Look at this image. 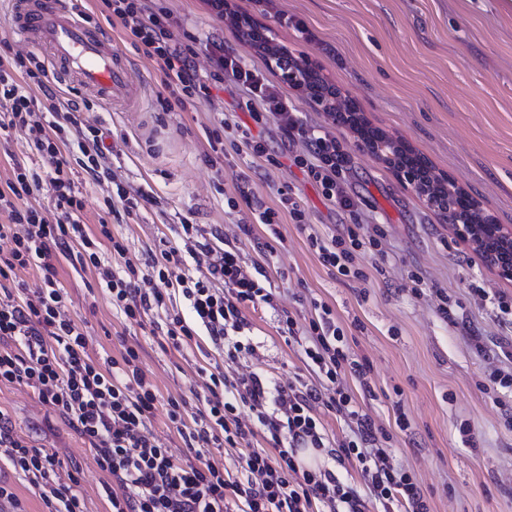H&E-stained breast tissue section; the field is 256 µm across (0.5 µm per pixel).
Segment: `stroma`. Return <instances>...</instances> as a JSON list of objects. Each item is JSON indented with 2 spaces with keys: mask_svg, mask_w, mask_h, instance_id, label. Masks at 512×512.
Returning a JSON list of instances; mask_svg holds the SVG:
<instances>
[{
  "mask_svg": "<svg viewBox=\"0 0 512 512\" xmlns=\"http://www.w3.org/2000/svg\"><path fill=\"white\" fill-rule=\"evenodd\" d=\"M167 7L182 27L223 42L224 49L265 77L288 97L309 122L322 125L343 145L345 189L354 206L334 205L294 159L306 153L297 134L284 133L275 120L253 126L267 147L263 157L225 148L214 157L208 133L219 119L249 123L241 109L243 94L232 79L213 90L210 101L162 111L156 104L163 74L131 43L102 0H81L91 26L111 39L130 64L129 76L142 87L137 106L106 108L95 95L79 91L81 117L104 125L115 154L112 176L95 182L77 174L85 197L84 220L97 233L106 217L113 236L123 239L126 257L102 245L101 259L112 268L125 259H144L162 242L178 244L181 219L221 231L246 263H259L276 306L307 324L315 303L328 304L346 331L347 344L372 364L371 393L351 376L342 382L359 408L385 427L383 447L393 464L410 473L424 491L430 512H512V428L506 408L481 384L496 365L497 346L512 341V328L499 325L491 304L473 297L471 285L512 297V283L498 280L480 256L459 241L441 213L387 164L357 144L356 135L289 83L267 55L239 35L207 0H154ZM229 11L257 18L277 44L307 60L340 91L342 106H354L374 128L406 142L424 155L436 172L475 197L498 223L512 225V11L501 0H228ZM154 198L136 214L108 213L106 199L118 186ZM285 189L304 209L309 224L324 235L342 234L351 224H377L384 231V273L371 256L360 259L366 280L336 277L311 250L291 221L279 229L282 245L260 255L269 236L255 224L252 205L279 207ZM247 193L250 205L230 208L229 199ZM254 224L253 236L240 234ZM59 278L71 298L68 313L81 321L88 351L98 359L116 358L125 347L139 348L143 368L157 387L158 401L150 431L175 455L185 445L167 420L169 398L194 401L201 372L254 371L272 382L309 380L300 343L280 335L273 309L248 312L247 333L254 354L227 361L206 333L183 348H160L152 333L159 313L142 321L126 320L113 310L109 293L93 271L58 257ZM424 278L413 294L409 270ZM451 298L457 320L443 322L435 313V289ZM481 337L477 352L472 337ZM410 426L399 430L396 409ZM0 410L15 430L63 462L60 478L74 477L87 512H107L104 474L88 443L33 391L0 386Z\"/></svg>",
  "mask_w": 512,
  "mask_h": 512,
  "instance_id": "obj_1",
  "label": "stroma"
}]
</instances>
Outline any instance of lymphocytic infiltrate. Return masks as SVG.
I'll return each instance as SVG.
<instances>
[{"instance_id":"lymphocytic-infiltrate-1","label":"lymphocytic infiltrate","mask_w":512,"mask_h":512,"mask_svg":"<svg viewBox=\"0 0 512 512\" xmlns=\"http://www.w3.org/2000/svg\"><path fill=\"white\" fill-rule=\"evenodd\" d=\"M103 2L163 72L164 90L157 95L163 110L200 103L209 96L211 83L232 77L253 122L260 125L272 117L283 131L297 132L307 145L298 165L327 200L352 207L342 181L345 152L339 141L322 126L308 123L261 71L225 53L223 43L190 32L183 40L173 39L174 18L166 7L149 6L147 0ZM202 52L212 67L205 78L194 65ZM41 95L50 102L48 111L37 108ZM17 128L24 130L39 163L14 164L12 178L0 188V213L7 216L0 224V385L31 388L88 442L106 476L102 489L110 512H370L373 504L391 512L396 502L404 512H429L419 485L382 448L387 430L357 410L344 390L342 373L365 386L371 365L349 351L343 329L324 303L318 304L304 333L305 363L314 382L278 385L255 372L232 377L220 372L210 374L197 415L187 416L185 399H169L168 420L192 456L177 462L148 430L157 389L147 380L137 350L126 348L120 359L104 365L90 356L82 326L65 314L67 294L55 258L73 253L81 265L94 268L113 308L129 319L164 307L165 288L181 293L195 321L166 314L160 330L164 342L181 347L200 327L230 360L254 351L241 339L249 326L245 308L273 306L274 295L219 231L208 233L186 220L180 244L165 246L147 260L149 274H140L131 260L120 272L106 267L99 240L85 229V203L73 179L79 170L95 181L110 174L106 133L83 124L78 104L50 87L45 64L32 53L0 54V133ZM44 191L52 195V209L35 202ZM281 201L323 266L361 279L365 273L356 260L368 252L374 269L382 270L379 227L354 224L338 236L312 233L297 202L287 195ZM191 258L205 259V271L186 274ZM27 270L36 271L41 280L32 293L21 278ZM321 406L352 424L350 435L330 449L317 413ZM259 432L269 435L278 451L273 456L249 452L240 474L204 454L208 448L236 447ZM307 448L326 451L341 463L357 461L365 493L344 484L327 467L303 466L299 454ZM0 463L28 481L45 512H85L83 498L59 480L60 460L17 434L1 411Z\"/></svg>"}]
</instances>
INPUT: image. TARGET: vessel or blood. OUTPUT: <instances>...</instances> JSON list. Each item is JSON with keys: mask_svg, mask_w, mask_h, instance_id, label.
Here are the masks:
<instances>
[{"mask_svg": "<svg viewBox=\"0 0 512 512\" xmlns=\"http://www.w3.org/2000/svg\"><path fill=\"white\" fill-rule=\"evenodd\" d=\"M14 29L26 42L47 48L52 64L93 92L104 104L136 103L140 90L128 76L110 40L88 28L76 0H15Z\"/></svg>", "mask_w": 512, "mask_h": 512, "instance_id": "obj_1", "label": "vessel or blood"}]
</instances>
